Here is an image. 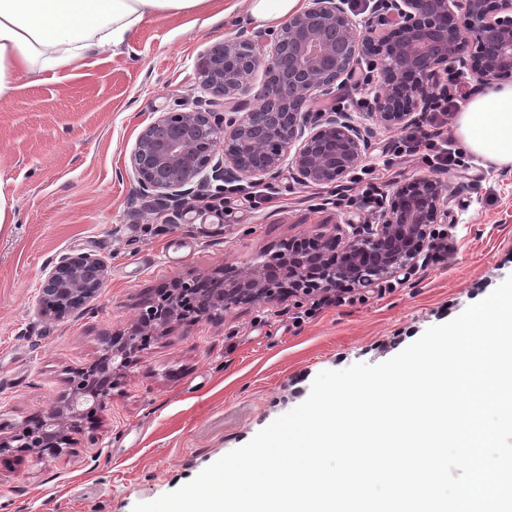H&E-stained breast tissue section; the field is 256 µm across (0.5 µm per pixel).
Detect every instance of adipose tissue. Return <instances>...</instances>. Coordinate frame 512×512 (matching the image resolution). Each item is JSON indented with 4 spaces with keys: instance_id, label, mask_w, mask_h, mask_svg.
<instances>
[{
    "instance_id": "obj_1",
    "label": "adipose tissue",
    "mask_w": 512,
    "mask_h": 512,
    "mask_svg": "<svg viewBox=\"0 0 512 512\" xmlns=\"http://www.w3.org/2000/svg\"><path fill=\"white\" fill-rule=\"evenodd\" d=\"M213 0H0V100L37 75L128 45L148 19L207 12ZM455 136L512 167V84L491 83L458 110Z\"/></svg>"
}]
</instances>
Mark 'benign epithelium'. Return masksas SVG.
<instances>
[{"instance_id": "1", "label": "benign epithelium", "mask_w": 512, "mask_h": 512, "mask_svg": "<svg viewBox=\"0 0 512 512\" xmlns=\"http://www.w3.org/2000/svg\"><path fill=\"white\" fill-rule=\"evenodd\" d=\"M383 31H362L348 0H308L273 34L234 31L201 52L198 83L212 98L192 110L160 112L138 134L128 172L135 199L162 210L173 224L213 181H265L288 172L298 183L335 185L360 163L369 129L346 112L314 114L306 104L328 92L356 56L371 50L379 60L372 118L391 130L423 119L441 68L454 60L481 83L512 76V0H375ZM469 34L463 38L458 16ZM264 83L247 108L257 72ZM222 105L217 110L215 106ZM448 194L440 182L416 179L394 191L377 224H336L309 238L284 242L247 269L183 281L161 307L149 306L130 331L105 336L103 353L78 370L70 392L42 419L43 433L30 429L0 440L32 448L41 457L62 452L69 433L88 414L106 410L112 372L125 366L149 336L180 319L182 297L195 293L202 318L218 317L230 305L274 303L286 294L339 287L371 290L408 277L429 256L431 226L448 223ZM106 277L105 260L93 253L60 255L39 281L38 310L61 318L96 298Z\"/></svg>"}]
</instances>
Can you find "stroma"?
Wrapping results in <instances>:
<instances>
[{"label":"stroma","instance_id":"35a3bbf8","mask_svg":"<svg viewBox=\"0 0 512 512\" xmlns=\"http://www.w3.org/2000/svg\"><path fill=\"white\" fill-rule=\"evenodd\" d=\"M209 14L146 21L130 46L105 50L0 101V436L44 416L101 337L128 331L160 289L246 269L280 244L362 224L353 206L319 204L289 174L272 199L216 217L195 202L179 223L141 210L124 169L154 113L193 108L204 93L194 61L245 26L240 0ZM441 174L447 253L405 279L346 301L297 293L233 305L222 319L175 320L115 375L106 411L56 457L24 448L0 455V512H132L176 490L302 403L324 370L388 360L512 275V168L465 154ZM107 264L98 296L63 318L38 312V281L63 253Z\"/></svg>","mask_w":512,"mask_h":512}]
</instances>
